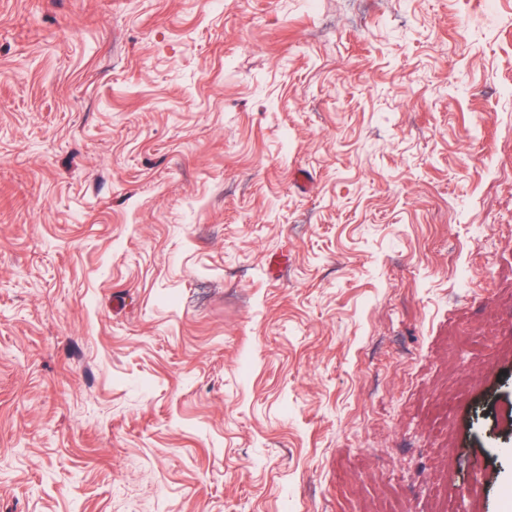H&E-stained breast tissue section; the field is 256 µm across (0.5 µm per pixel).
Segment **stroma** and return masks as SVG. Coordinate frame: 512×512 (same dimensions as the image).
<instances>
[{
  "label": "stroma",
  "mask_w": 512,
  "mask_h": 512,
  "mask_svg": "<svg viewBox=\"0 0 512 512\" xmlns=\"http://www.w3.org/2000/svg\"><path fill=\"white\" fill-rule=\"evenodd\" d=\"M0 512H512V0H0Z\"/></svg>",
  "instance_id": "obj_1"
}]
</instances>
